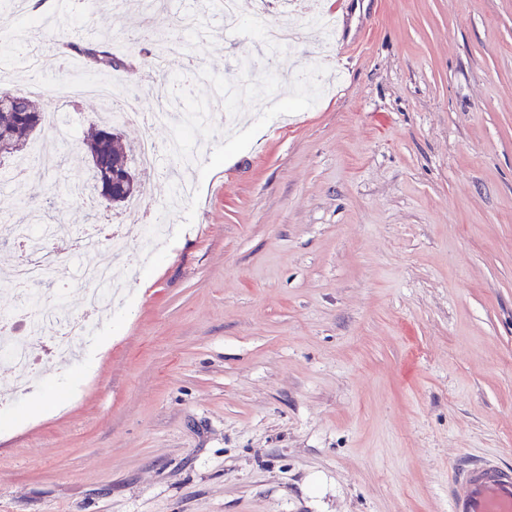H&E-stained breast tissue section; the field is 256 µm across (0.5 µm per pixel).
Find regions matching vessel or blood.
I'll list each match as a JSON object with an SVG mask.
<instances>
[{"instance_id":"b4317fda","label":"vessel or blood","mask_w":512,"mask_h":512,"mask_svg":"<svg viewBox=\"0 0 512 512\" xmlns=\"http://www.w3.org/2000/svg\"><path fill=\"white\" fill-rule=\"evenodd\" d=\"M449 512H512V465L493 458L456 466Z\"/></svg>"}]
</instances>
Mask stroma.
<instances>
[{"mask_svg": "<svg viewBox=\"0 0 512 512\" xmlns=\"http://www.w3.org/2000/svg\"><path fill=\"white\" fill-rule=\"evenodd\" d=\"M198 2L60 0L34 27L0 0V34L42 47L125 30L145 111L210 104L189 188L165 161L141 181L155 245L71 190H93L69 156L101 103L54 89L104 74L45 73L59 166L29 196L0 171V221L48 187L70 237L108 212L130 245L79 358L44 355L28 392L0 360V512H448L457 464H512V0H236L232 31ZM260 8L300 42L269 49ZM193 10L201 34L148 72L145 30ZM81 264L44 287L68 315Z\"/></svg>", "mask_w": 512, "mask_h": 512, "instance_id": "1", "label": "stroma"}]
</instances>
